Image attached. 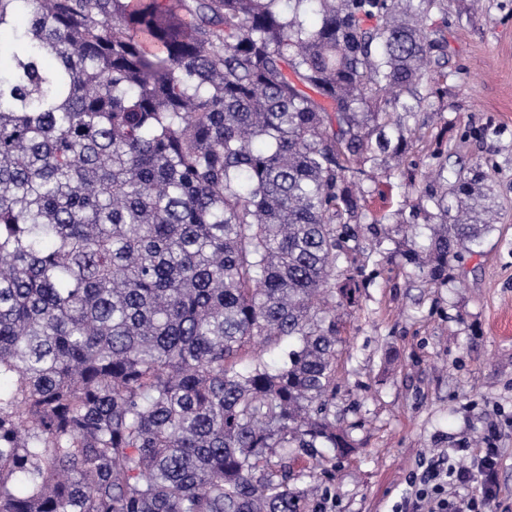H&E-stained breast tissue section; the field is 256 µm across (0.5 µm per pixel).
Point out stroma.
<instances>
[{
  "mask_svg": "<svg viewBox=\"0 0 512 512\" xmlns=\"http://www.w3.org/2000/svg\"><path fill=\"white\" fill-rule=\"evenodd\" d=\"M390 178L359 176L368 217L346 268L361 284L336 308L331 414L355 446L289 465L316 485L304 512H428L410 476L430 462L469 465L487 438L500 450L499 494L486 512H512V0H448V62ZM461 155L496 200L483 245L429 280L407 263L427 244L424 219L402 224L434 154Z\"/></svg>",
  "mask_w": 512,
  "mask_h": 512,
  "instance_id": "obj_1",
  "label": "stroma"
}]
</instances>
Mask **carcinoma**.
Instances as JSON below:
<instances>
[{
	"mask_svg": "<svg viewBox=\"0 0 512 512\" xmlns=\"http://www.w3.org/2000/svg\"><path fill=\"white\" fill-rule=\"evenodd\" d=\"M447 29L448 0H0V512H301L288 454L353 448L348 176L391 177ZM447 162L406 253L433 280L492 229Z\"/></svg>",
	"mask_w": 512,
	"mask_h": 512,
	"instance_id": "cac0c4a2",
	"label": "carcinoma"
}]
</instances>
